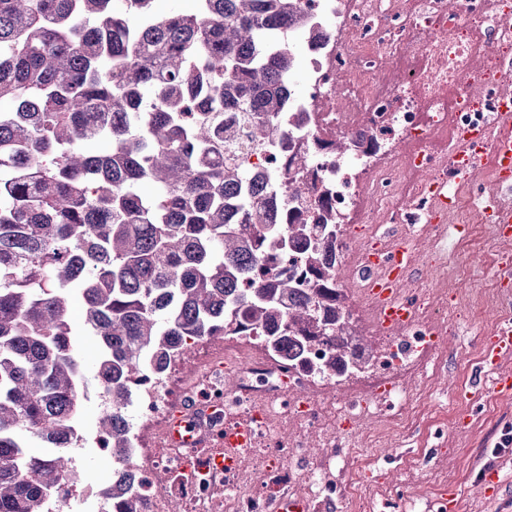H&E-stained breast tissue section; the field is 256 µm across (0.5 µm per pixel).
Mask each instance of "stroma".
Returning <instances> with one entry per match:
<instances>
[{
	"instance_id": "35a3bbf8",
	"label": "stroma",
	"mask_w": 512,
	"mask_h": 512,
	"mask_svg": "<svg viewBox=\"0 0 512 512\" xmlns=\"http://www.w3.org/2000/svg\"><path fill=\"white\" fill-rule=\"evenodd\" d=\"M471 246L449 251L448 266L472 297L483 296L497 279V256L490 225L475 227ZM501 310L484 304L458 315L452 335L444 336L447 357L435 378L437 392L423 404L419 416L402 429L391 447L380 449L368 476L382 486L372 512H429L445 489H455L458 512H512V447L500 454L491 448L505 426H512V395L490 390L471 391L482 350V338L491 335ZM80 368L76 425L84 443L79 450L78 475L87 487L96 486L112 463L99 451L95 438L102 413V390L94 378L97 348L87 331H79ZM499 469L503 479L497 500L485 498L478 486L484 470Z\"/></svg>"
}]
</instances>
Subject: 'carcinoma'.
<instances>
[{
  "mask_svg": "<svg viewBox=\"0 0 512 512\" xmlns=\"http://www.w3.org/2000/svg\"><path fill=\"white\" fill-rule=\"evenodd\" d=\"M153 2L0 0V512H46L47 488L72 476L50 449L78 409L74 301L118 463L131 388L189 338L253 331L337 383L371 367L337 225L275 223L252 202L246 160L269 149L295 67L273 33L303 26L301 0H193L164 18ZM117 476L115 512H145L137 472Z\"/></svg>",
  "mask_w": 512,
  "mask_h": 512,
  "instance_id": "cac0c4a2",
  "label": "carcinoma"
}]
</instances>
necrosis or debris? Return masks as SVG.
Returning <instances> with one entry per match:
<instances>
[{"instance_id":"4bbe7bcc","label":"necrosis or debris","mask_w":512,"mask_h":512,"mask_svg":"<svg viewBox=\"0 0 512 512\" xmlns=\"http://www.w3.org/2000/svg\"><path fill=\"white\" fill-rule=\"evenodd\" d=\"M303 3L306 89L289 94L269 159L250 163L251 174L265 182L260 204L286 212L281 185L289 181L305 190L308 223L316 222L322 198L336 223L360 225L359 238L345 235L337 245L352 272L349 288L363 290L365 280L354 246L393 248L394 239L383 232L389 224L417 243L414 267L435 264L440 276L416 281V317L406 332L388 333L375 375L332 400L324 398L321 381L289 370L250 334L222 338L216 347L194 346L196 373L183 360L170 362L159 380L133 395L138 420L128 463L139 474L147 512H273L280 497L310 501L326 494L336 483L330 463L307 446L313 435L325 447L350 449L342 492L353 512H367L375 491L363 479L373 463L364 449L408 426L432 388L444 355L432 311L468 305L465 290L449 293L448 263L433 245L444 225L480 222L485 199L464 179L449 178L454 150L446 134L484 123L499 95L512 89V0H469L460 12L449 10L448 0ZM469 77L485 92L458 99ZM339 139L348 147L341 155L330 147ZM293 152L305 156L306 165L285 168ZM435 181L445 184L454 204L431 228L408 212L434 205ZM226 365L236 374L230 392L215 372ZM200 398L223 400L228 420L262 412L251 468H203L200 453L170 444L171 411ZM158 472L169 475L167 484L154 483ZM119 496L117 481L109 478L92 490L60 484L48 490L46 501L48 512H109Z\"/></svg>"}]
</instances>
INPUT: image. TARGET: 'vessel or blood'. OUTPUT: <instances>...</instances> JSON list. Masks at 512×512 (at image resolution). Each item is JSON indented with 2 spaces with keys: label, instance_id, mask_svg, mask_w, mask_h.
I'll return each instance as SVG.
<instances>
[{
  "label": "vessel or blood",
  "instance_id": "1",
  "mask_svg": "<svg viewBox=\"0 0 512 512\" xmlns=\"http://www.w3.org/2000/svg\"><path fill=\"white\" fill-rule=\"evenodd\" d=\"M468 150L469 164L493 159L499 170L496 191L486 202L491 211L492 231L501 238L512 237V204L506 203V193L512 192V94L502 96L496 112L486 124L463 134ZM409 251L399 247L388 257L389 274L372 282L370 297L378 310V323L386 328L402 330L414 318L412 300L399 296V283L408 267ZM512 359V325L500 327L485 341L484 365L494 389L501 393L512 392V373L502 370L503 361ZM216 405L194 401L174 409L170 415L167 435L176 446L183 448L217 447V454L208 459L209 466L231 469L246 459L248 448L253 447L254 421L246 418L225 425L218 438H211L207 423L214 419Z\"/></svg>",
  "mask_w": 512,
  "mask_h": 512
}]
</instances>
